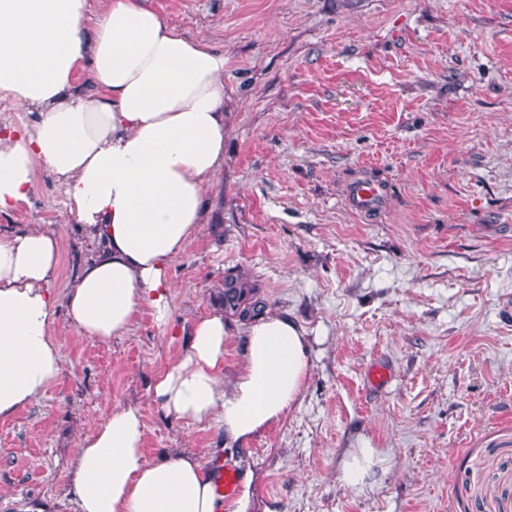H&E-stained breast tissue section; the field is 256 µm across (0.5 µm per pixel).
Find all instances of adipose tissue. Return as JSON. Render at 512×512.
Returning <instances> with one entry per match:
<instances>
[{"mask_svg":"<svg viewBox=\"0 0 512 512\" xmlns=\"http://www.w3.org/2000/svg\"><path fill=\"white\" fill-rule=\"evenodd\" d=\"M0 0V100L37 111L32 128L0 126V214L26 203L39 170L92 243L65 294L51 286L59 246L42 227L0 230V418L30 406L62 373L48 333L57 310L101 342L126 333L141 308L171 318V261L205 222L204 194L224 167L229 131L224 54L186 37L143 0ZM89 69L95 94L75 88ZM243 358L224 378L223 311L194 321L180 355L154 381L166 414L245 445L294 407L311 376L312 340L282 314L249 323ZM385 462L351 449L343 480L365 487ZM251 474L233 501L187 451L154 462L141 406L116 408L85 434L69 471L77 512H249Z\"/></svg>","mask_w":512,"mask_h":512,"instance_id":"ef3b65f1","label":"adipose tissue"}]
</instances>
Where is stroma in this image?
<instances>
[{
	"mask_svg": "<svg viewBox=\"0 0 512 512\" xmlns=\"http://www.w3.org/2000/svg\"><path fill=\"white\" fill-rule=\"evenodd\" d=\"M224 53L231 130L207 222L172 260L171 321L142 308L103 344L57 312L61 376L0 418V512H76L82 436L140 404L145 448L212 467L216 433L165 415L155 375L217 309L224 272L313 337L296 405L226 466L253 474L251 512H512V0H146ZM384 188L374 212L347 191ZM54 231L64 293L90 244L38 175L0 230ZM386 387H371L373 365ZM388 457L367 486L353 448ZM385 462L386 458L376 448H353L342 461V479L349 485L364 488L378 469H384Z\"/></svg>",
	"mask_w": 512,
	"mask_h": 512,
	"instance_id": "obj_1",
	"label": "stroma"
}]
</instances>
